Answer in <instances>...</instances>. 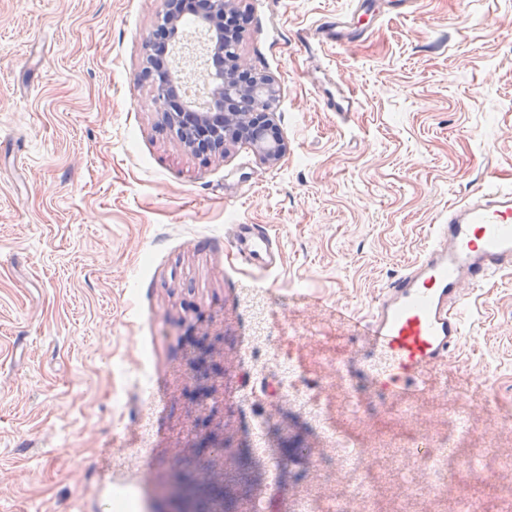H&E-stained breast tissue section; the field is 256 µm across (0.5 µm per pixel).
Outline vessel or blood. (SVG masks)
<instances>
[{"instance_id": "b4317fda", "label": "vessel or blood", "mask_w": 512, "mask_h": 512, "mask_svg": "<svg viewBox=\"0 0 512 512\" xmlns=\"http://www.w3.org/2000/svg\"><path fill=\"white\" fill-rule=\"evenodd\" d=\"M349 25L347 17L330 16L310 38L343 44ZM231 245L243 261L263 268L280 259L259 225H234ZM506 269H512V190L476 191L449 207L423 253L380 288L366 311L338 308L340 323L365 341L349 371L398 400L426 390L432 373L466 340L468 293Z\"/></svg>"}]
</instances>
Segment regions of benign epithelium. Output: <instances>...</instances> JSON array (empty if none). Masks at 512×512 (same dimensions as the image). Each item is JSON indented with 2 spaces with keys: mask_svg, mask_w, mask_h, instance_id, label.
I'll return each mask as SVG.
<instances>
[{
  "mask_svg": "<svg viewBox=\"0 0 512 512\" xmlns=\"http://www.w3.org/2000/svg\"><path fill=\"white\" fill-rule=\"evenodd\" d=\"M165 10L159 28L177 30L182 16L195 11L201 22L213 31L212 57L216 69L212 89V110L192 112L181 100L180 77L156 89L162 101L161 120L175 132L174 146L191 153L224 157L227 144L249 146L266 164L276 166L287 151L278 136L276 113L265 107V97L277 91L276 81L256 75L238 52L237 33L224 30V18L236 13V0H164ZM190 483L170 481L158 492L161 505L155 512H196Z\"/></svg>",
  "mask_w": 512,
  "mask_h": 512,
  "instance_id": "1",
  "label": "benign epithelium"
}]
</instances>
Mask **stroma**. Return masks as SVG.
I'll return each mask as SVG.
<instances>
[{
	"instance_id": "obj_1",
	"label": "stroma",
	"mask_w": 512,
	"mask_h": 512,
	"mask_svg": "<svg viewBox=\"0 0 512 512\" xmlns=\"http://www.w3.org/2000/svg\"><path fill=\"white\" fill-rule=\"evenodd\" d=\"M238 8L243 61L279 88L274 167L175 147L143 76L163 0H0V512H102L120 487L152 512L176 469L206 475L196 512H321L349 497L343 434L374 451L376 512H418L405 445L512 449L487 431L512 404V271L468 299L430 391L335 373L362 348L337 307L364 308L474 188H512V0ZM332 15L351 42L308 44ZM234 224L277 238L269 287Z\"/></svg>"
}]
</instances>
